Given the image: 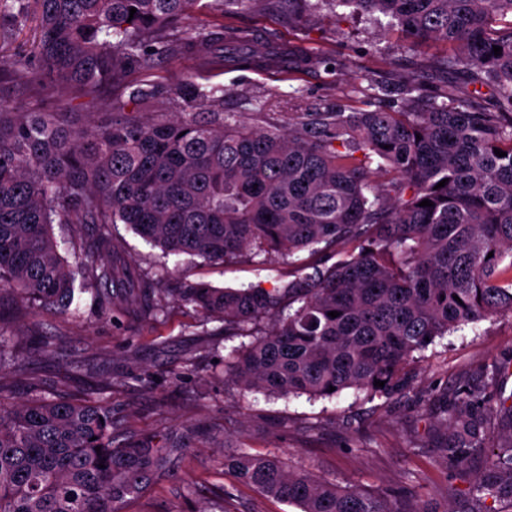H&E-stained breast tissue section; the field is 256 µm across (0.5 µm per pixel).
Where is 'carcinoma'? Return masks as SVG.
I'll return each mask as SVG.
<instances>
[{
  "label": "carcinoma",
  "mask_w": 512,
  "mask_h": 512,
  "mask_svg": "<svg viewBox=\"0 0 512 512\" xmlns=\"http://www.w3.org/2000/svg\"><path fill=\"white\" fill-rule=\"evenodd\" d=\"M198 2L0 0V27L31 11L38 20L34 51L1 54L0 73L44 97L68 89L95 101L107 83L122 96L118 111L81 123L70 112L0 101V294L77 315L76 293L90 291L100 315L114 299L158 314L161 289L125 259L114 224L166 257L209 262L334 246L336 262L281 285L186 283L177 299L220 315L224 335L252 337L225 364V377L244 391L406 394L414 354L464 325L512 313V0H211L221 16L258 2L298 24L320 5L379 13L405 35L407 51L447 47L429 72L453 71L492 90L490 108L451 86L426 98L411 76L398 85V112H297L265 127L224 112V85L210 73L285 61L316 69L326 58L297 43L258 52L250 30L221 24L171 37ZM182 54L202 74L174 87L128 80L155 57ZM161 100L174 111H148ZM382 171L392 178L378 185L373 175ZM424 200L433 206H419ZM56 224L86 237L72 262L60 253ZM52 352L53 341L40 336L29 353H16L0 331V512H121L168 470L179 444L132 435L116 447L108 401L50 398L33 381L30 398L9 402L5 380L22 375L30 355ZM482 400L481 388H470L434 415L448 467L492 449L485 464L498 481L474 487L468 512L512 497V431L494 436ZM224 469L300 512H399L276 456L241 448L224 456Z\"/></svg>",
  "instance_id": "1"
}]
</instances>
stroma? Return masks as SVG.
<instances>
[{
    "label": "stroma",
    "mask_w": 512,
    "mask_h": 512,
    "mask_svg": "<svg viewBox=\"0 0 512 512\" xmlns=\"http://www.w3.org/2000/svg\"><path fill=\"white\" fill-rule=\"evenodd\" d=\"M228 20L255 32L256 49L272 42L296 41L325 54L329 66L280 74L262 69L221 71L224 109L237 119L263 125L265 116L282 117L340 106L357 112L373 106L398 111L396 94L366 102L369 79L397 84L422 71L443 45L428 43L406 53L401 34L386 21L366 22L320 8L303 25L287 16L235 10ZM0 100L33 112H107L111 97L78 104L65 96L45 100L0 74ZM126 258L147 274L168 267V287L207 282L216 287H266L287 281L298 265L326 261L327 253L299 252L296 263L265 255L232 263L207 262L182 255L163 258L126 225L112 230ZM81 317L52 308L20 312L0 305V324L18 351L35 336L55 341L53 355L35 359L28 374L49 392L81 398L87 382L103 385L125 430L175 437L182 444L169 472L146 485L123 512H293L265 498L224 468L220 440L241 441L249 452L278 456L310 475L381 494L404 512H466L470 488L485 476L482 457L469 467L449 469L443 435L433 427L437 397L480 387L488 407L512 397V314L496 315L436 340L412 365L413 392L389 400L345 392L332 399L273 398L242 392L224 378L223 361L243 337L225 339L224 324L171 293L164 313L135 317L113 305L105 316L94 312L91 294L79 295Z\"/></svg>",
    "instance_id": "stroma-1"
}]
</instances>
